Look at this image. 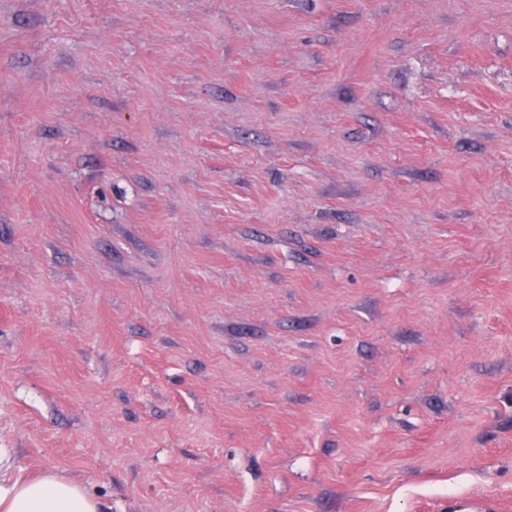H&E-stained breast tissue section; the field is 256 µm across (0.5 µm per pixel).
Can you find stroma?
<instances>
[{
	"label": "stroma",
	"instance_id": "1",
	"mask_svg": "<svg viewBox=\"0 0 512 512\" xmlns=\"http://www.w3.org/2000/svg\"><path fill=\"white\" fill-rule=\"evenodd\" d=\"M0 451L512 512V0H0Z\"/></svg>",
	"mask_w": 512,
	"mask_h": 512
}]
</instances>
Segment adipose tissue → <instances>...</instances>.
Segmentation results:
<instances>
[{
    "label": "adipose tissue",
    "mask_w": 512,
    "mask_h": 512,
    "mask_svg": "<svg viewBox=\"0 0 512 512\" xmlns=\"http://www.w3.org/2000/svg\"><path fill=\"white\" fill-rule=\"evenodd\" d=\"M0 512H99V505L58 475L22 478L0 471Z\"/></svg>",
    "instance_id": "adipose-tissue-1"
}]
</instances>
